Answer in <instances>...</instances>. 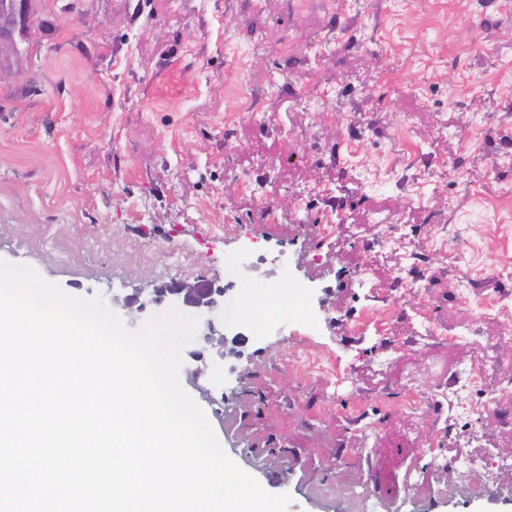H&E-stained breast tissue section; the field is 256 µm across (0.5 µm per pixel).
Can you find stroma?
<instances>
[{
  "mask_svg": "<svg viewBox=\"0 0 512 512\" xmlns=\"http://www.w3.org/2000/svg\"><path fill=\"white\" fill-rule=\"evenodd\" d=\"M29 16L24 33L0 18V260L77 297L139 294L132 330L170 308L152 286L224 288L181 385L289 512H512V470L462 487L465 458L512 456L502 403L465 385L473 367L512 381V338L474 308L512 294V0H31ZM268 285L292 314L306 289L338 377L294 375L290 325H242L243 293ZM372 305L396 306L388 329L354 335ZM425 317L469 335L425 336ZM407 374L425 425L442 392L484 406L448 418L438 458L397 407ZM414 458L423 484L400 483Z\"/></svg>",
  "mask_w": 512,
  "mask_h": 512,
  "instance_id": "35a3bbf8",
  "label": "stroma"
}]
</instances>
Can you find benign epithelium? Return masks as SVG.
<instances>
[{
	"label": "benign epithelium",
	"mask_w": 512,
	"mask_h": 512,
	"mask_svg": "<svg viewBox=\"0 0 512 512\" xmlns=\"http://www.w3.org/2000/svg\"><path fill=\"white\" fill-rule=\"evenodd\" d=\"M27 0H0V13L9 9L19 17L21 24L28 21ZM155 299L175 302L180 308L200 316L210 332H215L214 317L224 310V289L213 283L185 275L152 289Z\"/></svg>",
	"instance_id": "benign-epithelium-1"
}]
</instances>
